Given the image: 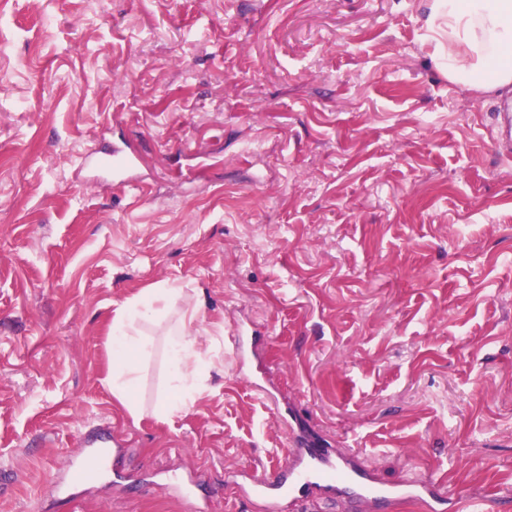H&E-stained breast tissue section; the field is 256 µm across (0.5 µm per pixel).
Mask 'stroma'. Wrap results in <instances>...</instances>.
<instances>
[{
    "instance_id": "stroma-1",
    "label": "stroma",
    "mask_w": 512,
    "mask_h": 512,
    "mask_svg": "<svg viewBox=\"0 0 512 512\" xmlns=\"http://www.w3.org/2000/svg\"><path fill=\"white\" fill-rule=\"evenodd\" d=\"M0 38V512H254L229 476L286 427L251 386L386 482L512 485L508 106L449 81L428 0H5ZM126 143L137 183L85 162ZM200 297L193 404L145 324L131 418L104 382L114 304ZM266 334L262 355L235 330ZM122 480L51 493L82 434ZM164 489L173 495L183 497L190 504V511L209 512L211 510L210 501L193 493L187 480L177 473L168 476Z\"/></svg>"
}]
</instances>
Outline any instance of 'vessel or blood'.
I'll return each instance as SVG.
<instances>
[{"label":"vessel or blood","instance_id":"1","mask_svg":"<svg viewBox=\"0 0 512 512\" xmlns=\"http://www.w3.org/2000/svg\"><path fill=\"white\" fill-rule=\"evenodd\" d=\"M120 452L107 450L101 436L86 434L80 451L68 464L71 480L93 483L110 467L119 465ZM166 490L183 497L191 512H210L211 504L196 495L187 480L170 474ZM241 495L259 512H306L322 502H338L355 512H385L395 501L421 503L426 512H475L478 496L447 486L436 476L413 475L398 483L381 482L374 469L363 464L358 451L327 448L309 440L301 430H291L286 457L269 470L253 472Z\"/></svg>","mask_w":512,"mask_h":512}]
</instances>
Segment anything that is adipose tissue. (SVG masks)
<instances>
[{
	"instance_id": "obj_1",
	"label": "adipose tissue",
	"mask_w": 512,
	"mask_h": 512,
	"mask_svg": "<svg viewBox=\"0 0 512 512\" xmlns=\"http://www.w3.org/2000/svg\"><path fill=\"white\" fill-rule=\"evenodd\" d=\"M430 21L436 36L435 51L451 81L475 91H512V0H431ZM180 289L159 283L113 311L107 338L111 364L105 378L113 397L131 416L141 409L134 395L140 356L146 343L145 321L167 322L166 357L172 390L157 410L159 417L184 410L205 378L202 366L210 349L193 325L199 315L189 304L173 313Z\"/></svg>"
}]
</instances>
